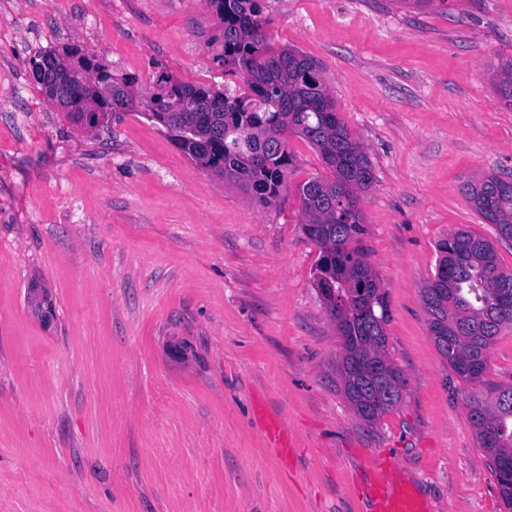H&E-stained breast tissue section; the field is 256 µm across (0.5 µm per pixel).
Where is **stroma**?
<instances>
[{"mask_svg": "<svg viewBox=\"0 0 512 512\" xmlns=\"http://www.w3.org/2000/svg\"><path fill=\"white\" fill-rule=\"evenodd\" d=\"M265 15L373 166L364 245L401 404L368 423L343 392L294 190L332 176L314 147L289 136L292 188L263 208L140 112L81 127L30 74L74 45L143 100L161 70L223 84L207 0H0V512H369L381 466L423 512H506L467 402L512 386V331L480 383L449 379L421 289L460 229L512 271L462 190L512 179L496 90L512 0H265Z\"/></svg>", "mask_w": 512, "mask_h": 512, "instance_id": "obj_1", "label": "stroma"}]
</instances>
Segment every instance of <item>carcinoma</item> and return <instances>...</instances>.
<instances>
[{
    "instance_id": "cac0c4a2",
    "label": "carcinoma",
    "mask_w": 512,
    "mask_h": 512,
    "mask_svg": "<svg viewBox=\"0 0 512 512\" xmlns=\"http://www.w3.org/2000/svg\"><path fill=\"white\" fill-rule=\"evenodd\" d=\"M208 3L220 22L214 61L224 67V76L241 78L245 88L193 84L160 71L146 116L184 154L264 207L277 205L289 189L288 135L318 151L333 179L298 185L303 232L320 249L313 281L341 340L337 370L344 394L354 413L373 423L401 403L406 378L387 356L388 293L362 246L366 227L360 204L374 183L372 164L339 119L317 64L293 48H273L264 0ZM31 74L69 121L88 128L139 108L131 91L134 80L113 75L103 60L77 48L37 55ZM497 92L512 106L511 60L503 65ZM501 182L486 176L478 188L467 182L464 192L480 218L497 221L499 240L511 243L512 193H502ZM439 251L437 271L422 289L430 330L447 331L434 339L444 363L462 381L476 384L497 336L512 329V287H502L507 272L486 239L458 230L440 241ZM375 363L387 382L361 373L360 367ZM467 407L500 498L512 512V480L501 477V470L512 471V387L488 399L473 396Z\"/></svg>"
}]
</instances>
